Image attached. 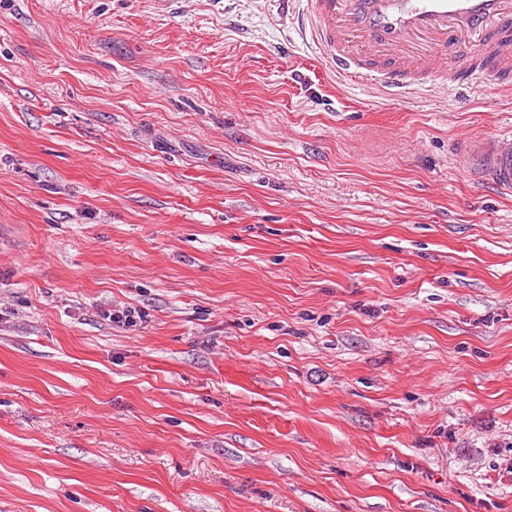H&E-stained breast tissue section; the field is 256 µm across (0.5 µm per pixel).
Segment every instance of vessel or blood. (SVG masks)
I'll list each match as a JSON object with an SVG mask.
<instances>
[{
  "mask_svg": "<svg viewBox=\"0 0 512 512\" xmlns=\"http://www.w3.org/2000/svg\"><path fill=\"white\" fill-rule=\"evenodd\" d=\"M297 27L336 74L399 97L410 87L466 98L488 76L512 78V0H305ZM482 184L512 191V133L455 144Z\"/></svg>",
  "mask_w": 512,
  "mask_h": 512,
  "instance_id": "obj_1",
  "label": "vessel or blood"
}]
</instances>
